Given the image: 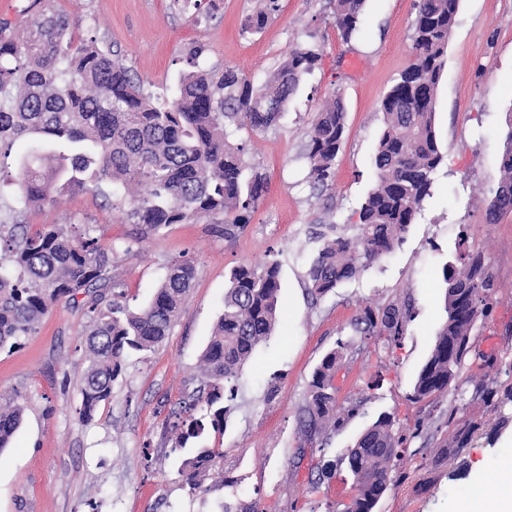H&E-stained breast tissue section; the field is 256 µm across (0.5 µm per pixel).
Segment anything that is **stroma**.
<instances>
[{
  "mask_svg": "<svg viewBox=\"0 0 512 512\" xmlns=\"http://www.w3.org/2000/svg\"><path fill=\"white\" fill-rule=\"evenodd\" d=\"M415 0H366L360 34L343 41L329 0H279L280 10L257 34L242 30L256 0H219L215 11L176 0H58L75 39H97L123 57L154 102L170 100L188 52L202 48L205 66L229 65L263 85L304 42L322 59L289 101L279 126L255 136L240 130L250 164L269 190L246 228L234 236L209 221L173 224L139 237L126 204L96 186L76 188L37 208L23 207L17 185L0 190V214L41 228L62 224L113 248L130 309L154 296L167 266L193 258L194 287L168 338L131 353L109 399L80 422L82 345L90 299L59 303L38 331L0 350V399L17 400L23 420L0 451V512H222L229 497L257 502L261 512H342L354 493L346 469L319 480L320 461L339 459L383 412L398 427L426 418L427 435L410 440L402 483L375 512H455L478 484L494 483L512 455V402L483 413L478 387L512 388V212L488 222L486 202L497 186L507 123L512 120V0H460L435 103V131L444 161L415 224L390 254L316 298L307 271L317 233L348 232L373 188V157L382 126L379 104L411 59ZM341 92L346 129L332 188L309 178L306 132L316 112ZM483 251L499 284L473 350L494 354L484 381L463 367L455 388L431 405L407 399L446 319L441 271L456 261L460 237ZM266 260L280 266L282 325L260 344L234 381L237 397L222 435L223 475L190 491L179 473L165 423L184 412L200 387V357L224 308L230 270ZM411 300L416 315L401 345L354 334L362 308ZM350 347L334 383L339 401H358L359 415L329 437H308L300 423L312 372L337 340ZM481 420L456 455L443 446L453 429ZM233 487H226V480Z\"/></svg>",
  "mask_w": 512,
  "mask_h": 512,
  "instance_id": "obj_1",
  "label": "stroma"
}]
</instances>
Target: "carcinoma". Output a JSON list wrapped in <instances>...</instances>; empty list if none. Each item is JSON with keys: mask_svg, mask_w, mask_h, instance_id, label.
<instances>
[{"mask_svg": "<svg viewBox=\"0 0 512 512\" xmlns=\"http://www.w3.org/2000/svg\"><path fill=\"white\" fill-rule=\"evenodd\" d=\"M243 32H261L279 10V0H258ZM336 29L345 42L361 30L365 0H330ZM460 0H415L411 61L381 100L382 130L374 166L376 184L359 211L351 236L332 230L310 263L311 295L320 298L343 281L392 252L403 240L423 201L430 195L443 161L435 131V99L448 41ZM54 0H28L31 16L23 29L0 19V156L23 139L49 137L47 147L21 165L18 186L27 206L38 205L73 187L106 181L112 191L131 194L130 215L141 236L171 224L208 219L232 235L268 192V181L245 160L246 148L230 141L228 128L260 134L278 125L289 97L321 60L313 44L292 49L265 87L257 88L231 66L203 68L196 61L166 104L146 95L119 55L91 39L72 46L69 15ZM346 111L337 93L316 113L307 132L310 175L330 186L331 169L342 144ZM512 212V119L509 120L501 176L487 204L490 221ZM458 263L442 270L447 319L433 351L420 370L409 401L436 399L456 383L474 326L485 320L495 295V276L484 255L459 244ZM112 248L88 234L48 224L31 231L27 224L0 223V350L35 332L53 307L80 293L90 296V329L83 339L89 365L82 380L78 420L94 416L112 393L133 351L161 344L178 318L196 280V265L186 258L171 263L153 298L131 311L118 301L98 307L96 292L106 284ZM280 269L275 261L243 264L230 271L224 310L204 349L200 368L206 392L199 416L175 422V447L200 442L207 428L224 429L236 397L231 382L256 348L282 320L278 309ZM414 319L412 304L365 307L353 322L355 332L384 336L399 344ZM345 344L324 355L315 367L304 408L306 431L324 435L356 416L360 404L343 405L333 380ZM23 407L0 403V451L20 425ZM383 412L355 439L342 460L355 493L343 512H374L381 498L401 480L400 461L409 438L424 433L417 423L407 435ZM475 422L448 436V454L466 447ZM223 457L219 448L196 447L186 480L197 488L209 467Z\"/></svg>", "mask_w": 512, "mask_h": 512, "instance_id": "carcinoma-1", "label": "carcinoma"}]
</instances>
